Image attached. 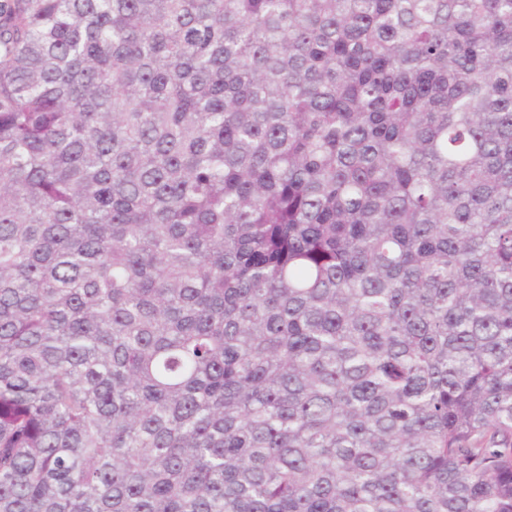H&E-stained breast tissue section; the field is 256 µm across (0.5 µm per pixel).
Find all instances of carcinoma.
Returning a JSON list of instances; mask_svg holds the SVG:
<instances>
[{
    "label": "carcinoma",
    "instance_id": "obj_1",
    "mask_svg": "<svg viewBox=\"0 0 512 512\" xmlns=\"http://www.w3.org/2000/svg\"><path fill=\"white\" fill-rule=\"evenodd\" d=\"M0 512H512V0H0Z\"/></svg>",
    "mask_w": 512,
    "mask_h": 512
}]
</instances>
